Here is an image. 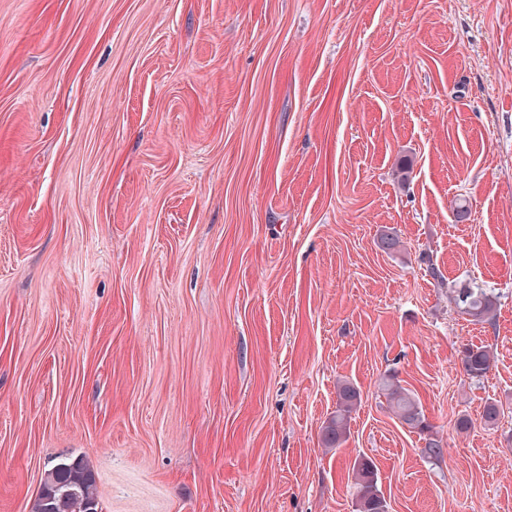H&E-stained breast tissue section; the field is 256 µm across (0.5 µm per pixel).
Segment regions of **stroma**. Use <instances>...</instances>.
Instances as JSON below:
<instances>
[{
	"label": "stroma",
	"mask_w": 512,
	"mask_h": 512,
	"mask_svg": "<svg viewBox=\"0 0 512 512\" xmlns=\"http://www.w3.org/2000/svg\"><path fill=\"white\" fill-rule=\"evenodd\" d=\"M61 455L102 512H356L360 458L389 512H512V0H0V512ZM421 261L426 263V271L436 281L440 288L449 289V299L460 313L472 318L478 323L492 324L497 313L498 298L476 282H465L448 287L441 272L433 267L429 255L422 256ZM494 358V351L488 345L466 344L458 355L464 376L476 381L484 379L491 371ZM381 389L384 391L386 401L402 425L423 435L425 446L423 454L430 459L441 460L447 448L442 439L434 432L433 426L428 422L420 399L410 389L401 385L395 374H388L381 378ZM360 403V392L350 382L343 381L338 387L336 411L322 429V444L326 448H340L350 434L352 413Z\"/></svg>",
	"instance_id": "obj_1"
}]
</instances>
